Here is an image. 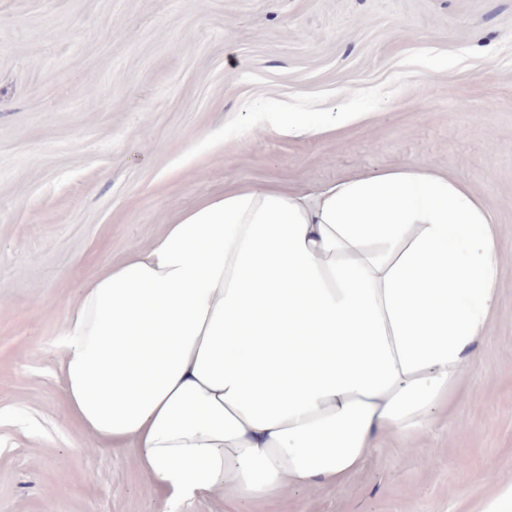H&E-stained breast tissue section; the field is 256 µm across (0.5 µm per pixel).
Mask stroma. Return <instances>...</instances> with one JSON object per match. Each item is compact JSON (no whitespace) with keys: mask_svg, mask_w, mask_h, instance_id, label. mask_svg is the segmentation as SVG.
<instances>
[{"mask_svg":"<svg viewBox=\"0 0 512 512\" xmlns=\"http://www.w3.org/2000/svg\"><path fill=\"white\" fill-rule=\"evenodd\" d=\"M360 113L279 138L256 113ZM412 162L462 176L500 235L460 402L342 485L224 512H482L512 480V0H0V512L167 504L91 451L58 375L66 307L201 195Z\"/></svg>","mask_w":512,"mask_h":512,"instance_id":"35a3bbf8","label":"stroma"}]
</instances>
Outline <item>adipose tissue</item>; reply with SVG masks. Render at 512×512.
<instances>
[{"instance_id": "adipose-tissue-1", "label": "adipose tissue", "mask_w": 512, "mask_h": 512, "mask_svg": "<svg viewBox=\"0 0 512 512\" xmlns=\"http://www.w3.org/2000/svg\"><path fill=\"white\" fill-rule=\"evenodd\" d=\"M499 246L486 202L426 163L202 197L67 308L66 403L96 448H135L171 505L341 485L456 400Z\"/></svg>"}]
</instances>
